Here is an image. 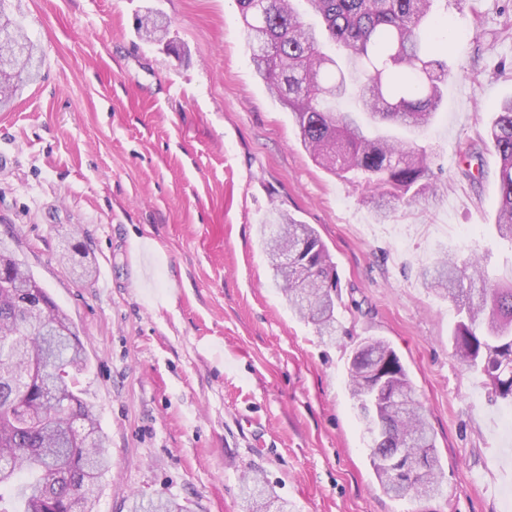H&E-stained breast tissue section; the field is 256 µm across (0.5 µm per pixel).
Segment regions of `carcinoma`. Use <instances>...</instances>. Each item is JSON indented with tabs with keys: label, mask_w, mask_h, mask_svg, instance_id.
I'll return each instance as SVG.
<instances>
[{
	"label": "carcinoma",
	"mask_w": 512,
	"mask_h": 512,
	"mask_svg": "<svg viewBox=\"0 0 512 512\" xmlns=\"http://www.w3.org/2000/svg\"><path fill=\"white\" fill-rule=\"evenodd\" d=\"M436 0H237L256 75L287 107L306 151L328 172L370 189L380 221L435 193L425 147L418 144L443 101L448 65L436 57ZM158 16L138 18L137 31L156 41ZM8 40L26 45L35 62L43 55L21 23L0 21V51ZM398 126L396 140L372 129ZM486 141L499 159L498 236L512 243V99L502 102ZM261 234L266 256L302 241L316 271L300 279L270 267L271 280L289 309L333 342L339 278L317 230L271 208ZM6 233L0 258V512H94L91 486L109 470L108 435L81 397L87 369L82 342L67 313L16 256ZM458 320L454 357L482 374L491 397L512 400V282L490 283L484 264L471 256L444 255L420 272ZM391 357L394 384L374 405L368 376L374 357ZM348 386L363 426L373 473L390 496L423 500L442 492L436 440L409 374L383 339L366 338L354 349ZM422 461L409 491L400 490L391 461L395 451ZM244 512H290L263 478L243 480ZM130 512H187L174 499L134 497Z\"/></svg>",
	"instance_id": "1"
}]
</instances>
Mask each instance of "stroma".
Returning <instances> with one entry per match:
<instances>
[{
    "label": "stroma",
    "mask_w": 512,
    "mask_h": 512,
    "mask_svg": "<svg viewBox=\"0 0 512 512\" xmlns=\"http://www.w3.org/2000/svg\"><path fill=\"white\" fill-rule=\"evenodd\" d=\"M149 11L178 54L138 35ZM434 11L448 83L420 143L438 190L381 223L256 77L236 0H23L45 59L0 111V232L84 344L80 388L110 443L98 512H128L133 494L242 512L257 472L293 512H512V403L453 358L457 308L420 276L473 251L512 279V244L492 228L499 159L481 144L512 97V0ZM470 144L477 181L459 161ZM276 205L329 249L347 330L335 343L270 283L260 225ZM366 337L409 373L445 496L391 498L370 469L348 390Z\"/></svg>",
    "instance_id": "35a3bbf8"
}]
</instances>
